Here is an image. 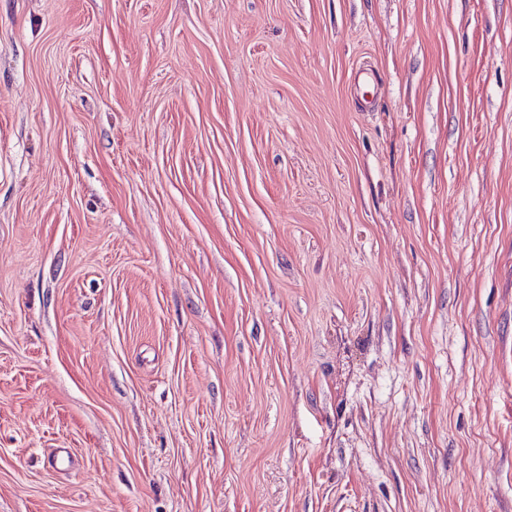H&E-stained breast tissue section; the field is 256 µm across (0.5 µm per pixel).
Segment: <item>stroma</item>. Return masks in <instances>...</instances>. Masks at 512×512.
<instances>
[{"label": "stroma", "instance_id": "35a3bbf8", "mask_svg": "<svg viewBox=\"0 0 512 512\" xmlns=\"http://www.w3.org/2000/svg\"><path fill=\"white\" fill-rule=\"evenodd\" d=\"M0 512H512V0H0Z\"/></svg>", "mask_w": 512, "mask_h": 512}]
</instances>
